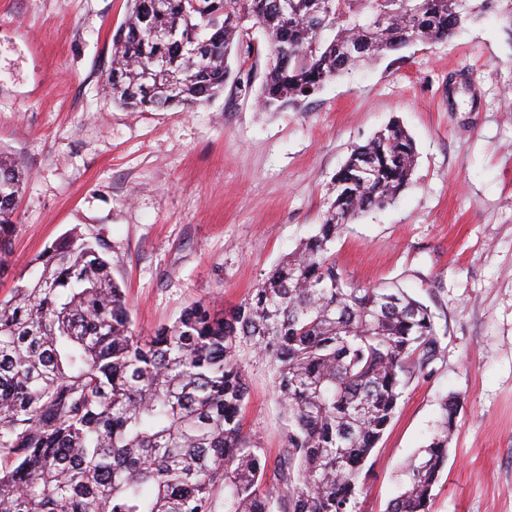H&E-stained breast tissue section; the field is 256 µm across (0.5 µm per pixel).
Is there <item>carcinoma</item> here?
Instances as JSON below:
<instances>
[{"mask_svg":"<svg viewBox=\"0 0 512 512\" xmlns=\"http://www.w3.org/2000/svg\"><path fill=\"white\" fill-rule=\"evenodd\" d=\"M130 0L105 85L133 112L190 109L224 91L229 57L269 53L267 110L417 42L446 40L512 0ZM414 142L395 122L336 173L315 234L220 316L195 302L149 336L99 241L61 238L0 300V512H356L358 482L405 388L441 341L428 306L402 288H360L336 266L346 224L406 189ZM26 175L0 155V277ZM265 359L282 406L274 465L243 432L241 355ZM455 403L406 466L386 512H429Z\"/></svg>","mask_w":512,"mask_h":512,"instance_id":"obj_1","label":"carcinoma"}]
</instances>
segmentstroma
Returning <instances> with one entry per match:
<instances>
[{"instance_id":"stroma-1","label":"stroma","mask_w":512,"mask_h":512,"mask_svg":"<svg viewBox=\"0 0 512 512\" xmlns=\"http://www.w3.org/2000/svg\"><path fill=\"white\" fill-rule=\"evenodd\" d=\"M127 0H0V155L29 174L12 236L11 296L30 261L76 231L107 248L142 334L202 301H244L322 220L336 172L385 125L416 161L390 204L333 245L356 286L400 287L434 315L441 351L406 387L360 482L384 512L456 397L430 512H512V37L494 12L338 77L297 107L258 108L264 64L232 60L209 105L129 112L105 86ZM467 80L449 91L448 81ZM245 433L270 454L281 409L267 363L246 358Z\"/></svg>"}]
</instances>
